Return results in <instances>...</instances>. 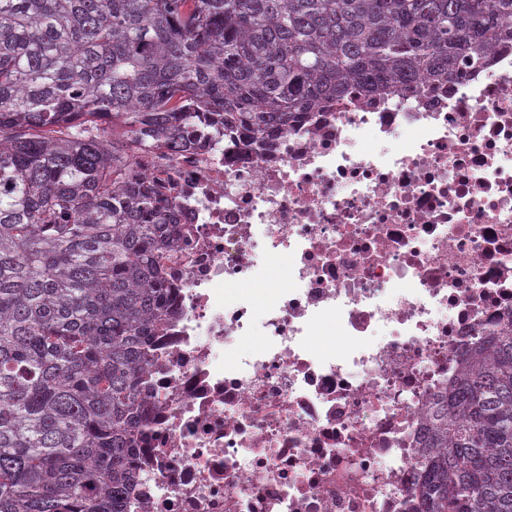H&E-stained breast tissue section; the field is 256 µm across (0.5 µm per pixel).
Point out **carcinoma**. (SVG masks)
I'll return each mask as SVG.
<instances>
[{
	"mask_svg": "<svg viewBox=\"0 0 512 512\" xmlns=\"http://www.w3.org/2000/svg\"><path fill=\"white\" fill-rule=\"evenodd\" d=\"M512 48V0H0V512H124L180 235L133 152L261 141ZM424 512H512V325L429 412Z\"/></svg>",
	"mask_w": 512,
	"mask_h": 512,
	"instance_id": "carcinoma-1",
	"label": "carcinoma"
}]
</instances>
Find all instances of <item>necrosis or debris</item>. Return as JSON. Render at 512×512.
<instances>
[{
  "label": "necrosis or debris",
  "mask_w": 512,
  "mask_h": 512,
  "mask_svg": "<svg viewBox=\"0 0 512 512\" xmlns=\"http://www.w3.org/2000/svg\"><path fill=\"white\" fill-rule=\"evenodd\" d=\"M172 311L125 512H422L428 412L512 321V50L255 142L139 150ZM286 271L263 308L243 294ZM324 344H317V337Z\"/></svg>",
  "instance_id": "necrosis-or-debris-1"
}]
</instances>
